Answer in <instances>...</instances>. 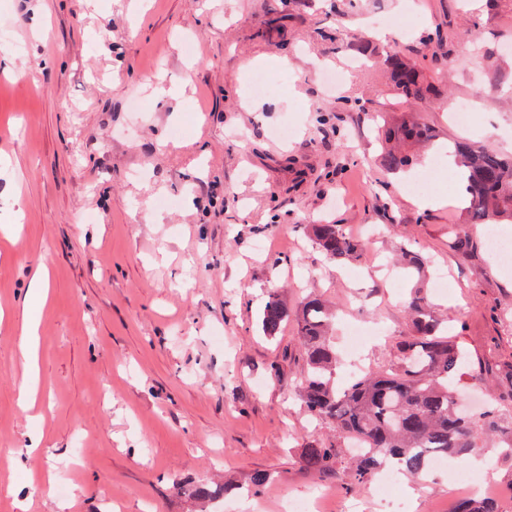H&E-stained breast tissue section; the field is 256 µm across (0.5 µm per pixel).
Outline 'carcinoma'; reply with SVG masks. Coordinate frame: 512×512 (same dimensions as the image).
I'll return each instance as SVG.
<instances>
[{"instance_id":"carcinoma-1","label":"carcinoma","mask_w":512,"mask_h":512,"mask_svg":"<svg viewBox=\"0 0 512 512\" xmlns=\"http://www.w3.org/2000/svg\"><path fill=\"white\" fill-rule=\"evenodd\" d=\"M386 65L398 95L407 101L422 100L436 92L426 74L400 52L387 56ZM398 143L425 144L433 139L431 128L412 121L387 133ZM457 166L465 198V212L473 224L512 219V157L474 149L466 141H455L449 148ZM388 173L412 165L408 154L395 149L380 158ZM306 232L325 258L331 262H356L365 244L346 234L340 224H308ZM453 247L466 257L478 250L477 242L464 229L454 231ZM408 273L423 272L424 259L408 248L401 249ZM407 309L411 334L395 341L396 358L389 370H372L336 385L338 358L328 331L330 308L318 298L308 300L299 319V342L306 368L301 392L305 412L313 419L336 427L347 440L361 443L355 460L359 484L383 464H394L410 476L429 475L432 456L443 455L463 462L479 447L489 428L499 431V447L512 454V425L496 421L497 406L478 415L456 409L450 381L460 370L471 366V359L455 338L445 334L448 326L434 310L427 295H410ZM288 321V307L272 295L261 314L265 335L274 337ZM305 466L316 472L330 471L341 462V449L312 440L302 448ZM453 512H498L495 505L481 500L456 501Z\"/></svg>"}]
</instances>
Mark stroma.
Listing matches in <instances>:
<instances>
[{"instance_id":"35a3bbf8","label":"stroma","mask_w":512,"mask_h":512,"mask_svg":"<svg viewBox=\"0 0 512 512\" xmlns=\"http://www.w3.org/2000/svg\"><path fill=\"white\" fill-rule=\"evenodd\" d=\"M411 6L421 19L406 34L375 36ZM0 17L15 66L0 81V512H215L177 483L244 486L257 471L269 483L242 512H279L281 496L317 487L329 512H452L443 475L402 477L396 504L356 484L350 463L304 466L307 441L343 439L301 406L296 312L327 300L341 353L347 324L382 327L362 368L383 370L421 288L481 366L456 376L461 395L496 397L512 420L499 374L512 274L484 246L491 229L512 240V224L470 225L480 248L462 258L455 176L430 166L454 140L512 156V0H0ZM392 51L436 95L402 101ZM323 68L342 73L338 92ZM259 69L281 77L276 94L249 93ZM160 84L177 95L156 97ZM463 99L466 128L451 118ZM412 117L436 134L411 168L434 171L420 194L379 165L383 129ZM284 124L291 138L273 133ZM333 222L367 240L361 261L328 262L304 230ZM404 245L448 292L399 276ZM41 264L40 395L26 412L23 298ZM272 294L289 318L269 339Z\"/></svg>"}]
</instances>
